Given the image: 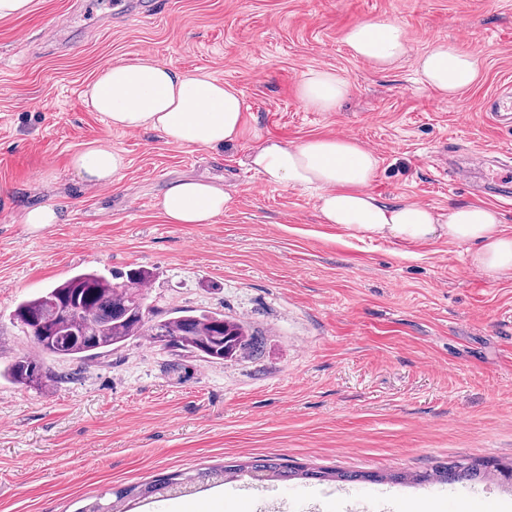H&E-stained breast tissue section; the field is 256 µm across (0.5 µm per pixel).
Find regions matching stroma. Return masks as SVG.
Segmentation results:
<instances>
[{
  "label": "stroma",
  "mask_w": 512,
  "mask_h": 512,
  "mask_svg": "<svg viewBox=\"0 0 512 512\" xmlns=\"http://www.w3.org/2000/svg\"><path fill=\"white\" fill-rule=\"evenodd\" d=\"M390 19L410 52L377 71L349 27ZM439 41L473 54L478 81L446 101L417 57ZM150 57L243 96L253 138L219 151L112 128L84 92L106 66ZM331 69L354 87L335 112L297 86ZM512 89V0H33L0 19V512H78L160 475L238 466L221 486L123 500V512H512V481L417 482L437 463H512V274L486 278L465 246L356 238L322 223L316 191L249 170L257 138L357 141L379 160L373 193L437 210L483 203L512 231V130L488 108ZM128 165L89 187L71 156L93 142ZM222 184L212 224H169L170 182ZM66 204L31 232L25 207ZM142 268L161 316L224 313L257 333L253 354L214 361L132 339L96 357L44 356L43 389L5 370L33 353L12 312L86 271ZM271 457L345 481L258 482ZM380 482L367 481L370 473Z\"/></svg>",
  "instance_id": "obj_1"
}]
</instances>
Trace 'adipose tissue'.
<instances>
[{
  "mask_svg": "<svg viewBox=\"0 0 512 512\" xmlns=\"http://www.w3.org/2000/svg\"><path fill=\"white\" fill-rule=\"evenodd\" d=\"M345 43L354 57L379 70L409 51L404 28L394 21H360L349 28ZM418 71L445 100L479 76L476 58L446 42L419 56ZM351 94V85L330 69L309 71L297 88L299 99L316 112L336 111ZM85 97L112 128L151 130L184 147L218 149L249 134L246 107L234 88L148 58L105 67ZM248 165L267 183L317 190L324 223L350 235L392 238L406 245L445 239L466 246L471 265L488 278L512 273V232L493 207L466 204L438 212L415 202H384L370 190L378 159L355 141L317 137L293 145L266 137L249 155ZM70 166L84 184L109 186L127 160L111 145L95 142L74 154ZM230 204L221 187L198 179L172 182L157 202L170 224H210Z\"/></svg>",
  "mask_w": 512,
  "mask_h": 512,
  "instance_id": "1",
  "label": "adipose tissue"
}]
</instances>
